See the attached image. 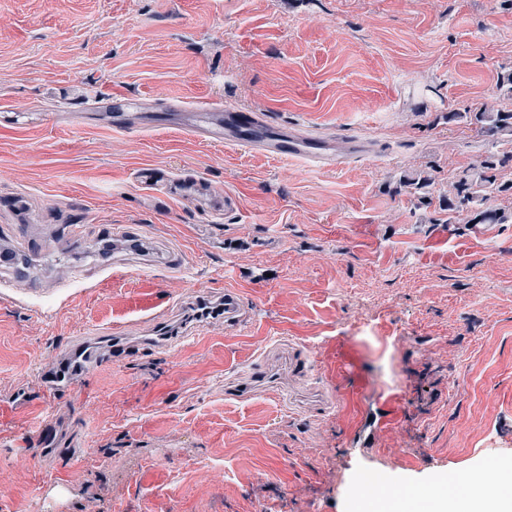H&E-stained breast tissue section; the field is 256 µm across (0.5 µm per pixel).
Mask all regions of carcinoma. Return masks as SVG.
<instances>
[{
  "mask_svg": "<svg viewBox=\"0 0 512 512\" xmlns=\"http://www.w3.org/2000/svg\"><path fill=\"white\" fill-rule=\"evenodd\" d=\"M450 122L462 121L494 147L477 164L451 177L448 185V223L512 224V210L488 205L490 195L512 196V111L476 109L450 112ZM466 219H460L462 213Z\"/></svg>",
  "mask_w": 512,
  "mask_h": 512,
  "instance_id": "obj_1",
  "label": "carcinoma"
}]
</instances>
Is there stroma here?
I'll return each mask as SVG.
<instances>
[{
	"mask_svg": "<svg viewBox=\"0 0 512 512\" xmlns=\"http://www.w3.org/2000/svg\"><path fill=\"white\" fill-rule=\"evenodd\" d=\"M509 67L512 0H0V512H353L366 474L429 496L511 463L512 224L443 207L488 149L445 115L512 110ZM228 108L366 151L227 146ZM228 289L242 326L45 396L76 337ZM288 352L308 377L236 393Z\"/></svg>",
	"mask_w": 512,
	"mask_h": 512,
	"instance_id": "stroma-1",
	"label": "stroma"
}]
</instances>
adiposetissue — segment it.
<instances>
[{
    "label": "adipose tissue",
    "mask_w": 512,
    "mask_h": 512,
    "mask_svg": "<svg viewBox=\"0 0 512 512\" xmlns=\"http://www.w3.org/2000/svg\"><path fill=\"white\" fill-rule=\"evenodd\" d=\"M427 512H512V467L497 468L478 493L469 479L454 481L448 490L431 498Z\"/></svg>",
    "instance_id": "obj_1"
}]
</instances>
